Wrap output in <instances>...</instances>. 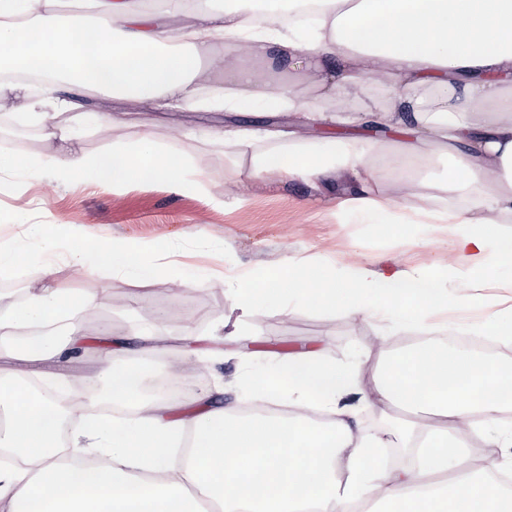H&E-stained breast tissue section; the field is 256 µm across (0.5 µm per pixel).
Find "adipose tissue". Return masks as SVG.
I'll list each match as a JSON object with an SVG mask.
<instances>
[{
  "instance_id": "ef3b65f1",
  "label": "adipose tissue",
  "mask_w": 512,
  "mask_h": 512,
  "mask_svg": "<svg viewBox=\"0 0 512 512\" xmlns=\"http://www.w3.org/2000/svg\"><path fill=\"white\" fill-rule=\"evenodd\" d=\"M242 0L189 10L187 0H163L158 12L131 0H97L87 23L63 20L54 0H0V55L19 71L49 72L136 103L170 98L186 105L199 97L200 49L217 39L248 46L246 55L224 52V105L244 112L263 102L266 111L291 110L312 122L332 120L382 126L398 135L382 159L405 171L425 147L450 162V184L479 211L474 220L456 211L428 217L446 233L447 269L384 272L358 263L344 275L326 264L287 263L260 273L261 288L239 278V303L255 311L287 299L303 311L336 308L377 313L421 326L459 298L443 277L482 287L492 272L512 268V0H313L306 42L285 34L283 14L253 12ZM193 16L190 42H180L172 22ZM303 68L315 82L329 81L325 111L309 110L271 74L284 64ZM42 114L41 129L64 140L58 160L91 182L122 188L165 179L181 187L194 169L142 136L90 162L69 147L63 109ZM370 147L337 139L323 146L295 142L255 155L252 178L321 180L351 172L368 187L348 207L384 215L394 228L419 232L404 199L372 188ZM83 267L158 279L170 272L154 250L126 240L68 252ZM95 299L68 298L47 288L10 304L0 315V348L13 358H56L80 340L74 314H89ZM147 374L118 363L104 376L110 401L133 416L83 420L71 446H63L65 414L42 393L0 375V453L14 466L0 468V512H512V491L494 485L496 462L469 464L462 428L475 424L498 447H512V368L429 339L383 358L376 396L396 407L430 414L412 435L416 467L378 469L374 451L389 447L379 436L357 438L348 410L336 399L357 387L353 370L320 361L309 351L289 353L279 369L255 373L253 394L287 397L290 414L237 418L211 408L187 421L168 419L170 397L144 392ZM333 414L330 423L315 412Z\"/></svg>"
}]
</instances>
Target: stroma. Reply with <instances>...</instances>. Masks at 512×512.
I'll return each instance as SVG.
<instances>
[{"instance_id":"35a3bbf8","label":"stroma","mask_w":512,"mask_h":512,"mask_svg":"<svg viewBox=\"0 0 512 512\" xmlns=\"http://www.w3.org/2000/svg\"><path fill=\"white\" fill-rule=\"evenodd\" d=\"M66 95L79 100L83 112L110 116L102 128L74 121L81 135L73 147L87 159L146 134L172 153L187 155L203 184L177 189L151 181L114 190L51 165L58 141L40 134L27 142L0 137V152L15 159L10 171L0 173V242L24 254L23 269L0 278V292L11 286L26 295L51 284L69 297L91 295L96 302L93 314L79 320L83 335L77 349L30 366L33 380L49 374L99 378L116 358L147 365L153 374L179 361L189 365L193 385L171 412L181 420L205 400L235 409L256 403L249 375L306 348L321 361L356 371L359 390L343 399L356 417V435L396 440L410 429L413 414L369 395L377 357L427 339L465 335L456 313L422 328L337 309L287 313L269 306L244 317L237 307V276L276 269L289 259L326 257L340 270L359 261L385 269L447 264L440 233L421 232L414 245L346 207L361 188L352 176L321 182L247 177L252 154L287 146L285 132L317 144L344 134V127L328 121L310 126L288 111L230 112L165 100L144 106L79 87ZM20 216L27 225H52L73 248L116 239L157 247L173 270L164 278L134 280L89 271L62 254L53 276L44 277L36 263L40 241L27 225L17 226ZM139 327L150 330L151 338L136 336Z\"/></svg>"}]
</instances>
